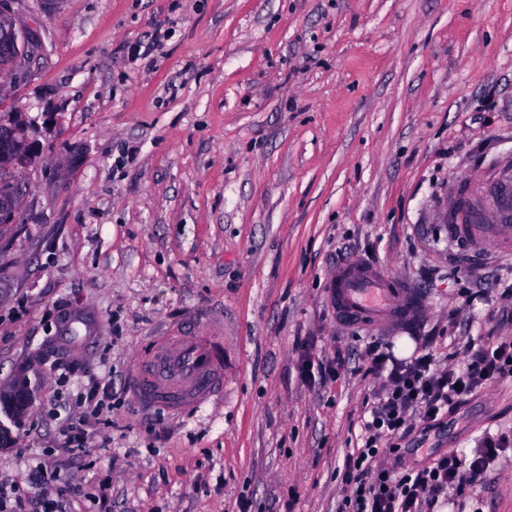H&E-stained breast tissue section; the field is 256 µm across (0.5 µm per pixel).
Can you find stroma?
I'll return each instance as SVG.
<instances>
[{
	"label": "stroma",
	"instance_id": "obj_1",
	"mask_svg": "<svg viewBox=\"0 0 512 512\" xmlns=\"http://www.w3.org/2000/svg\"><path fill=\"white\" fill-rule=\"evenodd\" d=\"M30 55L0 74L27 123L15 223L0 227V480L42 465L57 512H336L378 388L329 294L358 262L427 300L408 336H512V250L449 233L512 165V0H8ZM224 336V398L143 409L133 363L190 320ZM343 354L297 374L301 343ZM66 382H58V371ZM112 393L83 415L89 382ZM62 399L59 411L49 402ZM84 416V449L61 446ZM512 436V380L398 442L408 467ZM468 512H512V451ZM344 367V360L338 354L335 359L325 360L303 354L299 359L298 370L305 382L315 386L316 381L334 379Z\"/></svg>",
	"mask_w": 512,
	"mask_h": 512
}]
</instances>
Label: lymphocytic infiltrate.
<instances>
[{"label": "lymphocytic infiltrate", "instance_id": "1", "mask_svg": "<svg viewBox=\"0 0 512 512\" xmlns=\"http://www.w3.org/2000/svg\"><path fill=\"white\" fill-rule=\"evenodd\" d=\"M366 356L365 372L381 381L382 390L374 396L362 447L344 457L343 478L352 493L336 512H422L448 493L459 496L465 488L482 485L506 450L501 437H485L471 459L444 456L433 467L417 471L389 464L392 451L381 442L406 432L412 421L434 422L477 392L511 380L512 337L493 336L461 352L449 350L450 363L442 369L427 347L398 359L374 340L368 342Z\"/></svg>", "mask_w": 512, "mask_h": 512}]
</instances>
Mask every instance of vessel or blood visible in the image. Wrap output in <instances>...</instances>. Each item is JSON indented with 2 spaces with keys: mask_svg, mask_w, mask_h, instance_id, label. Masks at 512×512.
<instances>
[{
  "mask_svg": "<svg viewBox=\"0 0 512 512\" xmlns=\"http://www.w3.org/2000/svg\"><path fill=\"white\" fill-rule=\"evenodd\" d=\"M337 311L384 327L415 322L423 299L417 289L373 267L344 265L330 281ZM135 397L142 405L179 416L224 394V338L190 323L151 340L137 360Z\"/></svg>",
  "mask_w": 512,
  "mask_h": 512,
  "instance_id": "b4317fda",
  "label": "vessel or blood"
}]
</instances>
